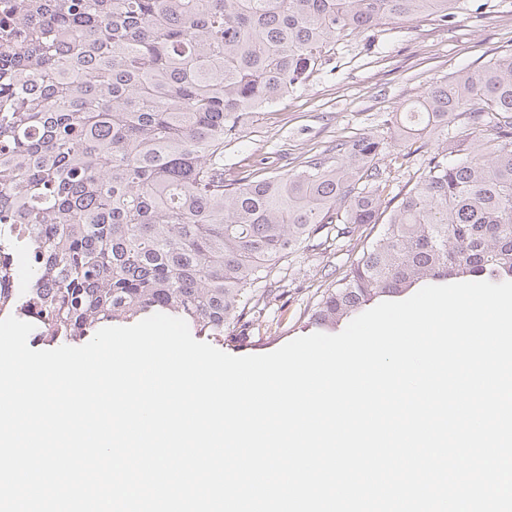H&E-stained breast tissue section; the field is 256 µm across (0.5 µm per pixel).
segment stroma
Returning <instances> with one entry per match:
<instances>
[{
    "label": "stroma",
    "instance_id": "stroma-1",
    "mask_svg": "<svg viewBox=\"0 0 512 512\" xmlns=\"http://www.w3.org/2000/svg\"><path fill=\"white\" fill-rule=\"evenodd\" d=\"M477 13L441 24L413 19L381 27L371 36L356 35L337 45L327 69L286 100L257 114L240 138L224 148V168L236 172L287 150L300 164L323 152L332 141L382 131L388 113L420 99L433 83L462 70H477L512 50V0H475ZM356 253L344 239L324 249H299L288 258L286 293L267 305L274 333L219 343L234 355L273 352L289 341L312 334L308 324L319 271L342 269Z\"/></svg>",
    "mask_w": 512,
    "mask_h": 512
}]
</instances>
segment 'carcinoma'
Listing matches in <instances>:
<instances>
[{"label":"carcinoma","mask_w":512,"mask_h":512,"mask_svg":"<svg viewBox=\"0 0 512 512\" xmlns=\"http://www.w3.org/2000/svg\"><path fill=\"white\" fill-rule=\"evenodd\" d=\"M470 0H0V313L32 342L78 344L164 313L246 339L278 268L329 232L377 235L324 274V332L431 283L512 280V51L434 84L374 133L294 169L224 175V143L305 85L336 43L390 23H446ZM480 132L463 157L450 141ZM417 142L386 202L381 156ZM26 281L27 287H17Z\"/></svg>","instance_id":"cac0c4a2"}]
</instances>
